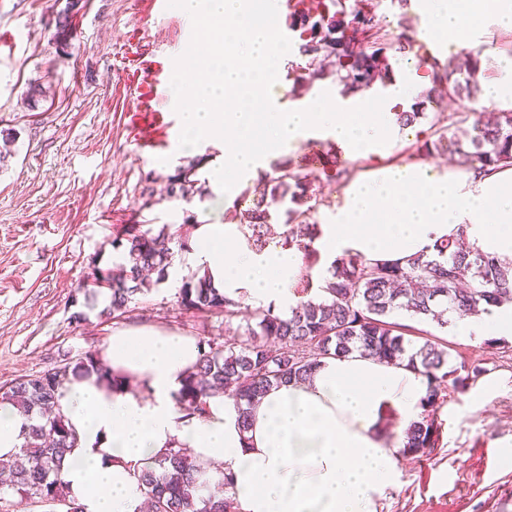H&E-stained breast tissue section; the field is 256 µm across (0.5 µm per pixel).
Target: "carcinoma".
<instances>
[{
	"instance_id": "carcinoma-1",
	"label": "carcinoma",
	"mask_w": 512,
	"mask_h": 512,
	"mask_svg": "<svg viewBox=\"0 0 512 512\" xmlns=\"http://www.w3.org/2000/svg\"><path fill=\"white\" fill-rule=\"evenodd\" d=\"M81 0H68L55 19V37L64 41L71 29L74 11ZM371 8L365 0H300L293 5L289 28L299 33L298 51L306 60L308 84L331 77L343 91L355 94L384 86L392 81L389 54L414 53L416 39L404 33L395 42L380 38L365 47L356 46V35L373 31ZM481 60L470 57L466 68L433 62L432 87L424 99L408 110L396 112L402 126H412L428 118L427 104L441 97L472 99L478 91L477 74ZM470 112H454L436 118L433 138L416 148L417 155L446 153L464 170L483 171L512 167V112H502L493 122L471 119ZM470 130L463 138L448 130L464 124ZM205 158L181 166L165 177L164 198L189 203L199 192L197 168ZM319 199L304 166L288 159L276 168L260 198L240 214L247 239L257 249L270 240L272 213L284 209L286 223L296 226L281 245L297 246L306 263L316 259L312 248L318 225L309 216ZM112 249L124 262L106 271L93 267L90 284L79 289L84 310L73 313L77 321L88 319L87 311L99 316L125 313L129 303L152 292L162 283L175 254L190 250L179 229L170 224L159 228L127 224L112 239ZM108 290L107 303L98 308L101 289ZM320 297L308 299L288 318L273 309L257 311L255 325H247L244 335H231L222 342L214 338L198 341L197 362L184 377L178 404L185 416L202 414L207 399L222 393L235 401L238 425L247 426L251 407L277 384L304 379L320 359L347 356L360 348L381 361H407L408 366L430 379L426 406L440 399L446 386L462 388L483 373L478 367L449 365L448 347L430 337L419 346L408 337L424 330L395 321L405 315L416 323H434L441 329L451 321L450 310L459 315L478 312L483 303L512 304V260L480 252L466 245L464 232L435 244L434 254L420 253L402 262L369 263L357 254L336 262L331 277L318 286ZM179 305L186 311L224 314L225 330L237 314L238 304L212 287L205 275L191 274L179 290ZM96 376L123 388L121 376L97 352H86L58 365L0 386V402L17 404L28 417L39 421L25 433L20 453L0 458V474L8 476L4 489L19 496V503H42L45 512H60L75 500L68 498L60 478L62 462L77 445V436L65 417L52 413L64 383ZM438 425L428 414L405 431L403 453L427 456L435 448ZM232 484L227 473L213 475L192 458L190 449L172 446L146 464L138 474V485L152 512H233L231 497L218 498Z\"/></svg>"
}]
</instances>
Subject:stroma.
Instances as JSON below:
<instances>
[{"label": "stroma", "instance_id": "obj_1", "mask_svg": "<svg viewBox=\"0 0 512 512\" xmlns=\"http://www.w3.org/2000/svg\"><path fill=\"white\" fill-rule=\"evenodd\" d=\"M67 0H0V130L16 136L0 164V385L57 365L62 356L103 351L113 333L135 325L196 338H224L223 315L181 310L178 285L162 283L117 318H72V299L92 265L111 267L112 239L126 224H219L252 206L281 158L266 159L262 178L244 182L216 206L208 182L187 205L146 206L149 189L214 150L179 148L180 118L170 81L192 27L167 0H83L66 45L52 22ZM49 87L29 110L32 81ZM421 120L401 129L396 146L366 160L342 157L350 177L386 164L415 162L430 134ZM303 140L285 157L307 160L321 201L310 219L327 223L343 181L310 160ZM452 364L481 367L462 391L444 389L434 411L439 439L431 455L404 457L378 512H503L512 490V338L464 340L448 330ZM497 449V467L484 451Z\"/></svg>", "mask_w": 512, "mask_h": 512}]
</instances>
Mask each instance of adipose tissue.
Listing matches in <instances>:
<instances>
[{
    "label": "adipose tissue",
    "mask_w": 512,
    "mask_h": 512,
    "mask_svg": "<svg viewBox=\"0 0 512 512\" xmlns=\"http://www.w3.org/2000/svg\"><path fill=\"white\" fill-rule=\"evenodd\" d=\"M422 2L424 41L469 51L487 29L512 34V0ZM461 227L474 248L512 259L511 167L487 176L420 162L372 168L345 185L313 243L321 263L311 269L298 248L251 246L237 224L196 225L187 259L228 298L286 316L301 300L293 289L301 273L324 280L349 253L401 261ZM454 326L468 340L512 337V306ZM199 352L192 337L129 328L113 334L105 357L133 390L106 389L92 376L64 384L57 407L79 437L62 465L71 498L87 512H141L140 469L177 442L212 471L231 473L238 512H376L397 483L404 446L385 420H418L424 375L358 352L327 357L307 381L272 387L243 432L222 396L208 400L203 417L184 418L176 396Z\"/></svg>",
    "instance_id": "adipose-tissue-1"
}]
</instances>
